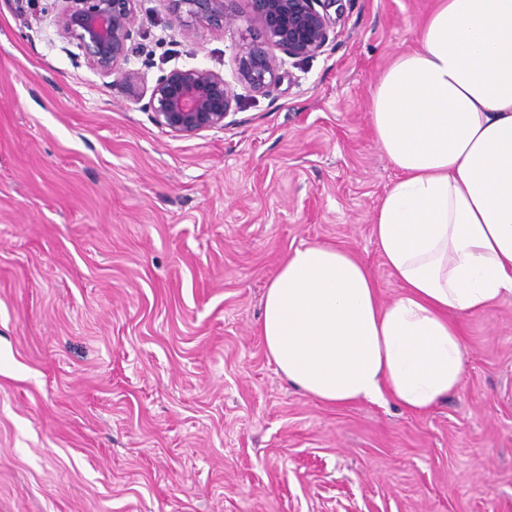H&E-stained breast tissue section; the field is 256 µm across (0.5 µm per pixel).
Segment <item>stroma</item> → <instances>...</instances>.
Wrapping results in <instances>:
<instances>
[{
	"label": "stroma",
	"instance_id": "obj_1",
	"mask_svg": "<svg viewBox=\"0 0 512 512\" xmlns=\"http://www.w3.org/2000/svg\"><path fill=\"white\" fill-rule=\"evenodd\" d=\"M434 0H349L325 51L174 137L77 58L58 0H0V512H512V297L460 318L427 411L330 406L256 328L295 248L350 250L397 178L371 93ZM138 0L129 69L234 77L233 30Z\"/></svg>",
	"mask_w": 512,
	"mask_h": 512
}]
</instances>
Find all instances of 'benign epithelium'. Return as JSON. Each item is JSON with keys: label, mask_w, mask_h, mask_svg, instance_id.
I'll use <instances>...</instances> for the list:
<instances>
[{"label": "benign epithelium", "mask_w": 512, "mask_h": 512, "mask_svg": "<svg viewBox=\"0 0 512 512\" xmlns=\"http://www.w3.org/2000/svg\"><path fill=\"white\" fill-rule=\"evenodd\" d=\"M61 35L76 44L93 70L120 80L141 100L159 128L176 137L222 130L239 94L224 76L205 68H174L150 88L127 69L133 45L137 0H60ZM168 0L172 22L193 34L199 29L236 31L235 81L264 94L280 80L282 56L304 58L321 52L336 33L345 0Z\"/></svg>", "instance_id": "obj_1"}]
</instances>
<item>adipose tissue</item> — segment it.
Wrapping results in <instances>:
<instances>
[{
	"mask_svg": "<svg viewBox=\"0 0 512 512\" xmlns=\"http://www.w3.org/2000/svg\"><path fill=\"white\" fill-rule=\"evenodd\" d=\"M375 86L397 179L372 234L399 295L345 249H295L258 333L288 383L327 405L429 409L463 380L457 318L512 295V0H436Z\"/></svg>",
	"mask_w": 512,
	"mask_h": 512,
	"instance_id": "ef3b65f1",
	"label": "adipose tissue"
}]
</instances>
